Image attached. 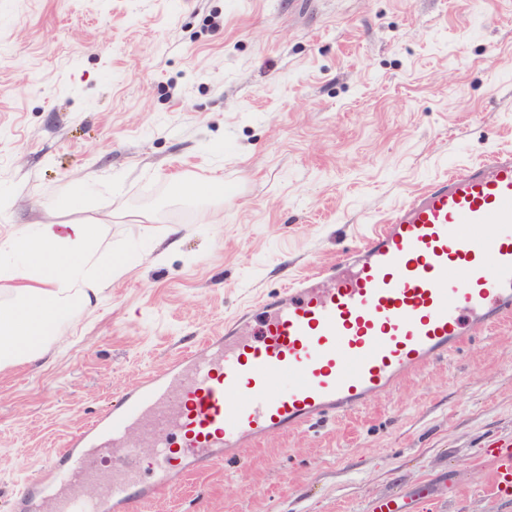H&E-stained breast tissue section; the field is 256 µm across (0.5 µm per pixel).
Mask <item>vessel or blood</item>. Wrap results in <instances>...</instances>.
I'll return each instance as SVG.
<instances>
[{"instance_id":"vessel-or-blood-1","label":"vessel or blood","mask_w":512,"mask_h":512,"mask_svg":"<svg viewBox=\"0 0 512 512\" xmlns=\"http://www.w3.org/2000/svg\"><path fill=\"white\" fill-rule=\"evenodd\" d=\"M492 235H482L483 225ZM240 311L222 333L127 389L15 494L55 512H138L245 437L347 415L512 314V148L437 176L369 225L336 262ZM289 378L276 393L271 381ZM140 429L149 455L125 439ZM129 461L107 470L100 456ZM512 491V449L494 457Z\"/></svg>"}]
</instances>
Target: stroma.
<instances>
[{"instance_id": "35a3bbf8", "label": "stroma", "mask_w": 512, "mask_h": 512, "mask_svg": "<svg viewBox=\"0 0 512 512\" xmlns=\"http://www.w3.org/2000/svg\"><path fill=\"white\" fill-rule=\"evenodd\" d=\"M494 145L512 0H0V233L102 219L132 266L64 350L0 373V512L142 373ZM216 169L223 196L173 187ZM508 445L512 318L145 512H512ZM493 457L495 461L494 488L497 492L509 493L512 488V449L507 448Z\"/></svg>"}]
</instances>
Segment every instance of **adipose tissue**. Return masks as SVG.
Segmentation results:
<instances>
[{"mask_svg":"<svg viewBox=\"0 0 512 512\" xmlns=\"http://www.w3.org/2000/svg\"><path fill=\"white\" fill-rule=\"evenodd\" d=\"M101 224H24L0 236V371L65 346L93 299L129 267L104 255Z\"/></svg>","mask_w":512,"mask_h":512,"instance_id":"ef3b65f1","label":"adipose tissue"}]
</instances>
